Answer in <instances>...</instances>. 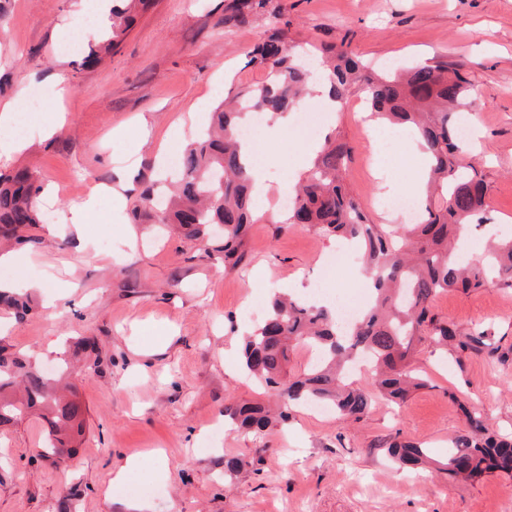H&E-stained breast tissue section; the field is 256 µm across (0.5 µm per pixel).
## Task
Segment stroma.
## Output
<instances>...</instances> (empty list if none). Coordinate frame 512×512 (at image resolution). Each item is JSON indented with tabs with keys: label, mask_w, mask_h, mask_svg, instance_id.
<instances>
[{
	"label": "stroma",
	"mask_w": 512,
	"mask_h": 512,
	"mask_svg": "<svg viewBox=\"0 0 512 512\" xmlns=\"http://www.w3.org/2000/svg\"><path fill=\"white\" fill-rule=\"evenodd\" d=\"M95 0H0V100L50 95L57 78L67 93L56 107L63 121L48 137L0 160L21 164L44 192L40 248L18 249L14 280L52 287L54 306L34 292V312L21 323L0 319V338L41 364L55 362L69 337L94 338L103 362L76 383L87 425L72 462L40 456L38 419L0 434V512H512V478L486 476L468 484L429 470L410 474L388 459L392 437L424 443L433 455L464 426L462 406L476 407L487 427L512 433V288L490 283L438 295L433 313L465 332L486 331L495 355L446 354L417 345L411 365L428 378L402 407L375 400L361 421L309 409L290 411L287 427L256 436L224 423L226 400H274L240 366L243 336L258 323L244 315L253 297L310 286L321 279L336 241L287 226L269 210L248 229L249 259L225 272L214 253L165 233L158 224L112 220V201L92 198L112 183L118 159L139 125H147L131 168L134 206L164 161L162 134L183 123L185 137L202 128L197 107L262 83L265 71L251 52L275 27L259 16L243 28H225L224 0H151L131 31L97 63L66 54L55 35L78 43ZM288 18L287 41L309 63L318 49L344 45L376 66L394 62L465 64L476 95L467 109L476 128L465 147L482 173L490 223L472 237L512 238V0H274ZM351 91L338 112L319 115L321 136L343 137L351 151L346 183L370 221L383 223L381 181L369 150V131ZM93 201L79 242L65 224L73 207ZM139 454L130 477H155L161 492L138 498L111 490L112 473ZM246 466L224 475L225 456Z\"/></svg>",
	"instance_id": "obj_1"
}]
</instances>
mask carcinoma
Returning <instances> with one entry per match:
<instances>
[{
  "instance_id": "cac0c4a2",
  "label": "carcinoma",
  "mask_w": 512,
  "mask_h": 512,
  "mask_svg": "<svg viewBox=\"0 0 512 512\" xmlns=\"http://www.w3.org/2000/svg\"><path fill=\"white\" fill-rule=\"evenodd\" d=\"M272 0H228L224 25L243 26L262 14L277 19L281 12ZM112 23L106 35L88 48L85 59H101L126 36L139 12L150 0H112ZM327 80L335 98L358 87L371 115L406 125L420 140L431 160L426 184L423 220L403 230L368 222L343 183L349 151L338 141L323 149L308 176L295 189L288 206L287 224H303L316 233L360 245L372 274V299L346 329L338 327L336 312L301 299L277 295L265 320L243 342V369L288 405L318 402L330 405L345 419L361 420L373 393L395 405L427 386L410 367L416 345L429 339L443 348L479 352L485 333L462 334L449 321L431 312L433 299L450 288L464 292L486 286L489 273L512 287V239L488 245L481 259L465 262L454 249L457 233L487 210L486 185L466 160L458 136V112L466 106L469 82L464 64L444 59L375 72L336 45L323 48ZM251 63L265 69V83L239 92L211 113L208 127L184 148L163 223L185 238L209 241L211 227L224 225V270L234 271L246 260V236L253 223L250 163L240 152L239 118L245 112L273 116L302 99L310 73L288 47L286 32L277 28L252 51ZM40 190L27 168L0 171V247L19 245L36 249L41 238L30 229L41 222L35 198ZM153 194L145 189L133 209L139 220L152 217ZM0 310L23 321L32 312V300L0 288ZM320 353L317 362L301 372L289 369L297 346ZM94 357L96 343L80 338L59 358L54 375L31 358L0 341V431L29 417L45 426L43 455L59 462L70 459L85 433L82 404L75 398V381L82 378L76 365ZM365 358L371 365L370 387L348 382L349 364ZM224 416L239 428L262 432L288 413L272 412L261 402L224 404ZM467 429L455 436L438 469L453 481H473L487 473L512 477V436L488 429L474 410L464 409ZM398 464L414 468L431 460L422 445L397 438L386 443Z\"/></svg>"
}]
</instances>
